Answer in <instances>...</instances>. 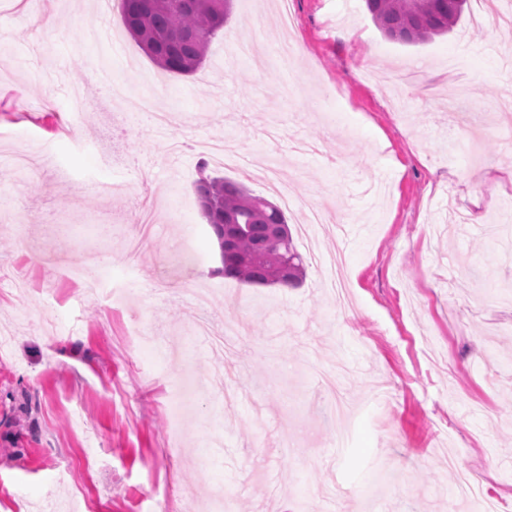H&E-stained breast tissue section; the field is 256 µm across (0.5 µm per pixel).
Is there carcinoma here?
Returning <instances> with one entry per match:
<instances>
[{"mask_svg": "<svg viewBox=\"0 0 512 512\" xmlns=\"http://www.w3.org/2000/svg\"><path fill=\"white\" fill-rule=\"evenodd\" d=\"M468 0H366L371 19L388 38L423 43L457 23ZM232 0H119L122 22L139 46L164 70L189 74L204 62L209 45L224 29ZM211 228L238 225L229 242L219 241L217 273L249 284H278V249L269 244V225L286 224L279 206L244 186L205 176L196 185Z\"/></svg>", "mask_w": 512, "mask_h": 512, "instance_id": "1", "label": "carcinoma"}]
</instances>
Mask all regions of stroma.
I'll return each mask as SVG.
<instances>
[{"mask_svg":"<svg viewBox=\"0 0 512 512\" xmlns=\"http://www.w3.org/2000/svg\"><path fill=\"white\" fill-rule=\"evenodd\" d=\"M291 11L306 50L292 76L233 53L237 37L280 34L274 0H233L184 76L144 53L114 2L0 0V330L13 336L0 512H203L217 490L231 512H476L451 496L448 452L512 512V244L485 228L512 217V184L468 177L512 166V130L465 128L512 90V25L476 24L468 8L448 35L406 45L365 0ZM201 140L245 164L206 162ZM20 153L44 157L42 177L12 167ZM253 162L291 185L299 253L337 241L332 224L298 236L303 205L333 202L365 225L344 245L352 314L310 263L296 288L216 274L195 187L206 174L270 197ZM144 173L145 209L131 190ZM149 208V251L133 261ZM74 264L100 276L99 294L82 296Z\"/></svg>","mask_w":512,"mask_h":512,"instance_id":"1","label":"stroma"}]
</instances>
